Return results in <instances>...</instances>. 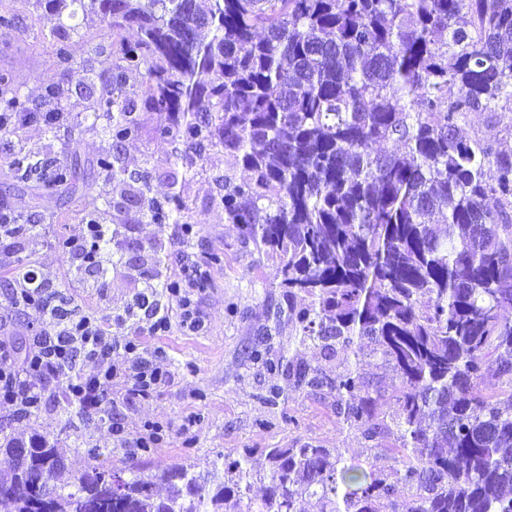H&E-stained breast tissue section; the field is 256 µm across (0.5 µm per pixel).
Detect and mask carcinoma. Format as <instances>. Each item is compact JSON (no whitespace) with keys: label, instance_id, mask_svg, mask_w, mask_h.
Listing matches in <instances>:
<instances>
[{"label":"carcinoma","instance_id":"obj_1","mask_svg":"<svg viewBox=\"0 0 512 512\" xmlns=\"http://www.w3.org/2000/svg\"><path fill=\"white\" fill-rule=\"evenodd\" d=\"M33 0L42 38L70 73L60 37L71 4L96 13L115 38L112 65L97 74L100 94L85 119L119 148L140 118L126 99L127 75L156 115L173 158L197 174L194 152L221 147L246 176L225 178L217 203L241 241L277 264L288 322L299 345L348 357L330 376L304 363L265 361L287 390L319 392L370 438L383 435L381 388L360 371L365 354L399 374L389 397L398 444L381 477L309 442L270 448L257 475L246 458L216 459L202 476L179 466L155 476L134 465L90 464L73 490L52 485L63 469L56 442L9 441L13 467L0 473L3 512H33L46 489L54 512H296L317 498L320 512H380L397 484L408 488L393 512H512V152L467 139L470 112L512 107V0ZM136 28L135 44L120 39ZM61 89H44L50 108L30 106L0 74V134L16 123L67 125ZM210 109L201 114L203 100ZM97 166L136 181L120 152ZM18 183L75 193L80 168L47 154L10 160ZM135 197L156 224H184L174 194ZM38 287L51 310L70 298ZM496 364L508 399L488 390ZM30 448L27 455L18 449ZM264 495L250 496L255 481Z\"/></svg>","mask_w":512,"mask_h":512}]
</instances>
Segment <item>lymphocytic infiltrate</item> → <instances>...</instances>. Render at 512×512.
Returning a JSON list of instances; mask_svg holds the SVG:
<instances>
[{
  "mask_svg": "<svg viewBox=\"0 0 512 512\" xmlns=\"http://www.w3.org/2000/svg\"><path fill=\"white\" fill-rule=\"evenodd\" d=\"M93 362L94 373H85L84 362ZM129 365L127 392L144 395L167 380L165 372L137 354L133 341L105 335L89 318L68 322L51 315L43 321L23 355L11 356L0 343V404L12 412L40 407L51 379L67 370L65 401L97 413L102 399L112 392V380L122 365Z\"/></svg>",
  "mask_w": 512,
  "mask_h": 512,
  "instance_id": "lymphocytic-infiltrate-1",
  "label": "lymphocytic infiltrate"
}]
</instances>
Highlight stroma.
<instances>
[{"mask_svg": "<svg viewBox=\"0 0 512 512\" xmlns=\"http://www.w3.org/2000/svg\"><path fill=\"white\" fill-rule=\"evenodd\" d=\"M4 14L18 15L20 25L0 35V73L12 75L34 104L40 102L45 86H62L61 104L74 124L72 131L52 134L42 123L31 122L15 134L0 136V209L36 224L35 230L20 237L16 259L20 266H32L41 278L61 287L78 315L90 316L103 330L133 340L142 356L169 379L145 396L129 397L120 386H113L108 416L71 420L51 405L32 415L16 416L2 404L0 444L25 440L34 433L57 441L66 481L93 460L87 454L88 445L98 444L102 451L93 460L97 465L109 470L140 464L157 476L160 494L166 489L160 479L163 469L186 466L204 474L217 456L235 458L244 453L250 466L261 470L266 466V449L303 442L336 449L346 462H367L373 471L388 473L391 462L377 453L376 445L394 443L396 427L386 429L376 441L367 438L363 429L347 426L331 399L310 392L291 393L275 402L268 399L270 388L283 385L284 379L268 371L264 361L253 360L251 350H261L273 360L294 353L330 375L342 369L346 355L339 349L324 353L299 346L291 325H273V313L288 307L283 289L274 285L275 268L254 247L241 244L236 226L225 223L224 210L215 201L218 179L242 178L241 167L222 148L207 146L199 151V174L186 175L182 164L171 159V143L156 135L154 115L143 113L141 135L124 145V164L146 179L153 196L162 199L180 192L187 205L185 218L195 232L187 237L180 225L150 222L131 200L136 183L113 182L97 167V158L111 150L112 141L100 127L83 119L86 107L99 94L98 82L88 74L101 71L112 59V39L98 18L81 12L72 19L73 30L64 40L73 67L68 78L53 47L33 36L38 27L34 7L24 0H0V15ZM461 134L512 150V109L469 113L461 123ZM19 150L48 153L78 164L86 190L92 191L98 204L122 203V210L109 213L120 233L110 242L112 260L106 274H77L75 265L62 258L63 241L80 236L85 226L83 192L71 195L17 184L7 174V163ZM52 214L63 216V223H49ZM155 244L162 245L161 255H153ZM212 253L220 254V264L208 263ZM184 266L207 272L206 286L193 295L199 327H187L175 310L168 332L149 333L137 305L145 291L144 269L158 268V280L163 283L177 279ZM12 277V270L0 272V318L7 320L14 345L21 347L39 332L42 316L32 309L18 311L6 299L4 292ZM112 415L125 427V442L112 436L108 421ZM150 426L160 428V441L146 453L133 449V441Z\"/></svg>", "mask_w": 512, "mask_h": 512, "instance_id": "stroma-1", "label": "stroma"}]
</instances>
